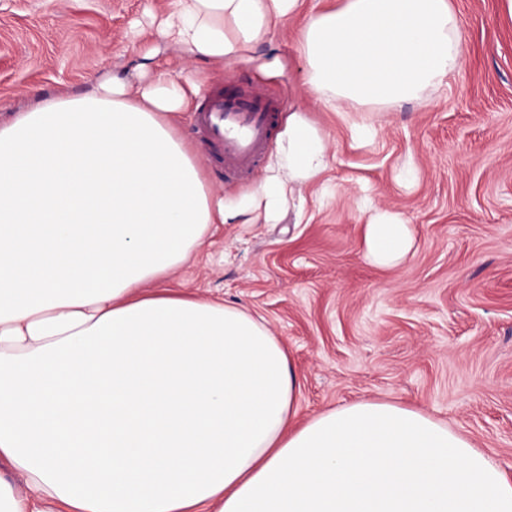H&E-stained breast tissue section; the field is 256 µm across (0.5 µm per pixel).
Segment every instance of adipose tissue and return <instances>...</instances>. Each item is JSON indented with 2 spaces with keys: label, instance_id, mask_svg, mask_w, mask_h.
Wrapping results in <instances>:
<instances>
[{
  "label": "adipose tissue",
  "instance_id": "obj_1",
  "mask_svg": "<svg viewBox=\"0 0 512 512\" xmlns=\"http://www.w3.org/2000/svg\"><path fill=\"white\" fill-rule=\"evenodd\" d=\"M301 0H173L149 80L93 82L0 124V512H512V479L421 410L361 400L300 421L283 344L217 300L164 288L216 224L306 216L325 133L289 112L252 194L208 188L175 118L200 88L161 44L255 60ZM324 109L420 99L464 65L449 0H346L296 47ZM380 212L368 258L408 254Z\"/></svg>",
  "mask_w": 512,
  "mask_h": 512
}]
</instances>
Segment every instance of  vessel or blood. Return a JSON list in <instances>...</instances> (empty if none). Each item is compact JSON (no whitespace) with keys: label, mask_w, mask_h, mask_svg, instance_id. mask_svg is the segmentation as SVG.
I'll return each instance as SVG.
<instances>
[{"label":"vessel or blood","mask_w":512,"mask_h":512,"mask_svg":"<svg viewBox=\"0 0 512 512\" xmlns=\"http://www.w3.org/2000/svg\"><path fill=\"white\" fill-rule=\"evenodd\" d=\"M281 110L279 99L253 88L213 89L195 114L207 138L210 164L228 177L253 175Z\"/></svg>","instance_id":"obj_1"}]
</instances>
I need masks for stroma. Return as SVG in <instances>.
I'll return each instance as SVG.
<instances>
[{"instance_id":"1","label":"stroma","mask_w":512,"mask_h":512,"mask_svg":"<svg viewBox=\"0 0 512 512\" xmlns=\"http://www.w3.org/2000/svg\"><path fill=\"white\" fill-rule=\"evenodd\" d=\"M467 65L421 101L372 113L381 129L355 144L322 111L294 48L299 21L258 62L216 71L164 51L174 77L201 94L260 87L309 107L327 136L332 198L309 199L308 223L219 224L212 244L168 287L233 303L263 318L287 348L300 420L359 400L421 409L469 436L512 476V16L502 0H451ZM172 0H0V123L36 98L126 73ZM411 224L414 247L394 266L364 256L363 200Z\"/></svg>"}]
</instances>
